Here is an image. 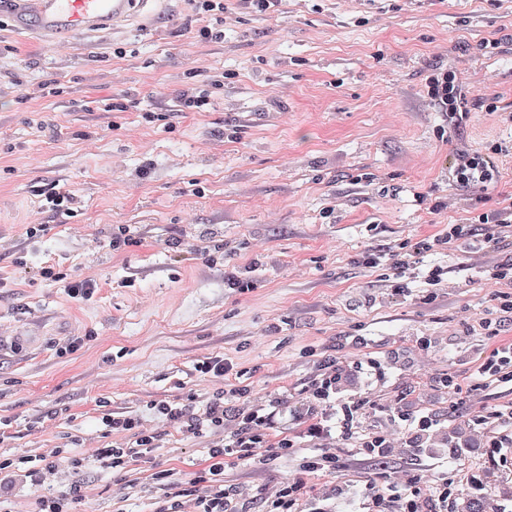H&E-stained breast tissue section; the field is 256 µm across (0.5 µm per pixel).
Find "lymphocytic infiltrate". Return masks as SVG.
<instances>
[{"label": "lymphocytic infiltrate", "instance_id": "f902f5d3", "mask_svg": "<svg viewBox=\"0 0 512 512\" xmlns=\"http://www.w3.org/2000/svg\"><path fill=\"white\" fill-rule=\"evenodd\" d=\"M189 3L201 21L194 31L195 40L208 43L223 38L224 14L227 10L224 0H189ZM426 84L434 106L447 113L451 122L460 125L467 121L469 109L466 91L455 74L443 69L433 70L427 77ZM502 152L503 149L499 146L493 152L483 155L460 151L457 162L448 172L452 186L458 191L466 192L475 185L486 187L493 184L498 173L496 157ZM458 234L457 225L452 224L445 233L433 240L416 243L412 251L381 254L369 250L362 254L361 262L372 268L385 262L397 269L413 270L425 284L437 286L442 282V268L418 267L417 257L447 245ZM34 275L41 282L64 288L67 296L77 302L92 299L99 286L95 277L74 279L68 277L57 264L50 262L36 266ZM224 395V389H217L201 410L169 401H158L150 405L156 419L179 432L197 437L212 435L216 438L208 450L204 473L200 477L205 487L197 496L198 512H235L230 492L224 486L226 461L231 456L240 459L253 457L256 448L265 443L268 429L283 413L280 400H270L268 404L239 413L235 431L228 433L224 430ZM100 423L106 434L125 433L129 436L128 441L98 449L96 461L100 467L121 471L137 462H150L158 446V435L139 416L108 413L101 416Z\"/></svg>", "mask_w": 512, "mask_h": 512}]
</instances>
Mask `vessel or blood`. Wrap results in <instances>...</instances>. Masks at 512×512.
I'll return each mask as SVG.
<instances>
[{
  "mask_svg": "<svg viewBox=\"0 0 512 512\" xmlns=\"http://www.w3.org/2000/svg\"><path fill=\"white\" fill-rule=\"evenodd\" d=\"M149 0H10L18 30L54 41L73 32L114 27Z\"/></svg>",
  "mask_w": 512,
  "mask_h": 512,
  "instance_id": "obj_1",
  "label": "vessel or blood"
}]
</instances>
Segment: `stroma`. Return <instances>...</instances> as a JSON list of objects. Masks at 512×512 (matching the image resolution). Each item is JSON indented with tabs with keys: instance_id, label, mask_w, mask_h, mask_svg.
<instances>
[{
	"instance_id": "obj_1",
	"label": "stroma",
	"mask_w": 512,
	"mask_h": 512,
	"mask_svg": "<svg viewBox=\"0 0 512 512\" xmlns=\"http://www.w3.org/2000/svg\"><path fill=\"white\" fill-rule=\"evenodd\" d=\"M230 7L223 39L202 44L189 0H150L123 30L58 43L0 25V141L13 146L0 153V239L30 264L101 282L91 301L75 303L0 249L9 279L0 336L12 342L0 351V460L55 448L90 459L76 474L60 463L38 486L17 481L0 493V512H35L39 496L75 481V512H156L171 496L194 512L185 490L211 437L160 424L153 466L113 472L92 457L106 443L102 412L147 418L154 400L202 406L216 384L195 366L212 355L250 391L226 398L228 413L281 398L265 447L294 444L266 465L229 459L224 486L239 512H268L287 481L304 486L291 512H373V488L436 494L473 476L494 480L498 502L512 499V452L492 444L512 413V381L475 375L491 350L512 344V312L500 306L512 285L489 279L512 260V236L488 245L478 222L512 199V152L498 156L488 190L467 195L448 182L460 150L512 143V0H284L271 17L237 0ZM117 44L125 57L113 56ZM434 67L468 90L461 128L427 95ZM217 69L235 77L210 109L181 111L178 90ZM42 84L63 92L32 98ZM125 92L136 107L109 111L108 99ZM147 112L169 120L146 122ZM230 128L237 141L226 139ZM146 161L149 178L134 180ZM54 189L78 197V216L44 207ZM422 195L446 198L447 210L430 212ZM29 224L46 230L28 240ZM116 224L140 246L105 248ZM449 224L461 236L422 256L443 267L440 287L398 294L396 270L358 262L368 249L408 251ZM171 239L221 240L235 253L226 263L169 248ZM228 264L252 266L254 288L225 287ZM72 336L79 348L59 355ZM328 358L342 368L337 407L356 406L355 422L387 439V456L360 455L348 437L307 436L308 391ZM447 375L463 387L453 414L439 384ZM401 409L438 415L427 455H411L392 418ZM459 419L473 447L452 459L442 445ZM324 451L334 471L303 469V457ZM155 470L171 471L168 485L152 480Z\"/></svg>"
}]
</instances>
